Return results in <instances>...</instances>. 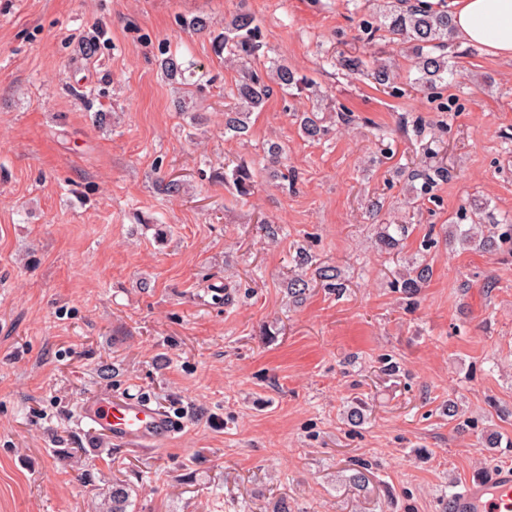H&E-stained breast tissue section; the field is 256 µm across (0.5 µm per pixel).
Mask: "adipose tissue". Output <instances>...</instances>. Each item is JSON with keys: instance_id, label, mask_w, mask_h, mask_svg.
Segmentation results:
<instances>
[{"instance_id": "adipose-tissue-1", "label": "adipose tissue", "mask_w": 512, "mask_h": 512, "mask_svg": "<svg viewBox=\"0 0 512 512\" xmlns=\"http://www.w3.org/2000/svg\"><path fill=\"white\" fill-rule=\"evenodd\" d=\"M455 36L512 61V0H448Z\"/></svg>"}]
</instances>
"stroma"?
I'll return each instance as SVG.
<instances>
[{
    "mask_svg": "<svg viewBox=\"0 0 512 512\" xmlns=\"http://www.w3.org/2000/svg\"><path fill=\"white\" fill-rule=\"evenodd\" d=\"M378 9L0 0V512H110L116 487L127 512H446L466 480L512 466V244L447 238L476 210L512 219V63L453 41L457 75L433 96L404 44L364 32ZM241 11L259 65L312 86L274 92L238 140L237 74L185 23ZM166 49L191 62L183 80L162 74ZM342 53L395 59L401 77L377 89L327 64ZM323 94L354 119L311 142L292 115ZM269 141L293 186L263 176L242 197L218 179ZM425 164L449 172L427 191L409 176ZM385 224L409 227L389 254ZM423 261L425 287L394 289ZM120 391L184 412L183 430L155 449L88 432L82 398Z\"/></svg>",
    "mask_w": 512,
    "mask_h": 512,
    "instance_id": "obj_1",
    "label": "stroma"
}]
</instances>
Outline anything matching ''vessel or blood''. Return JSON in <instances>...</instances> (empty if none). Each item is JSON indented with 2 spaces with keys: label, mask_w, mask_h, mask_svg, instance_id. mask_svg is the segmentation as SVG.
I'll return each instance as SVG.
<instances>
[{
  "label": "vessel or blood",
  "mask_w": 512,
  "mask_h": 512,
  "mask_svg": "<svg viewBox=\"0 0 512 512\" xmlns=\"http://www.w3.org/2000/svg\"><path fill=\"white\" fill-rule=\"evenodd\" d=\"M79 420L90 432L106 434L122 444L159 446L171 441L180 423L140 398L100 394L83 399ZM448 512H512V468L505 466L489 475L467 480L448 500Z\"/></svg>",
  "instance_id": "1"
}]
</instances>
